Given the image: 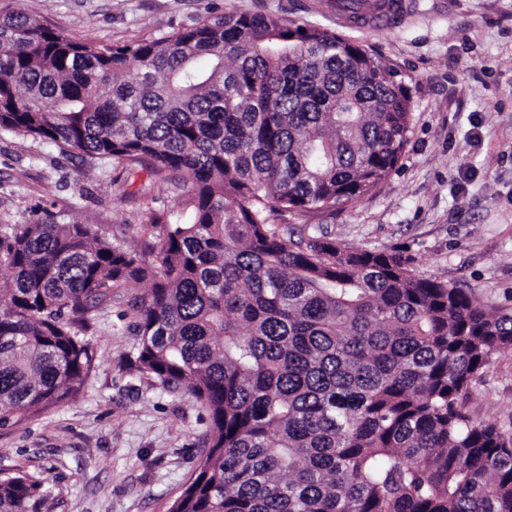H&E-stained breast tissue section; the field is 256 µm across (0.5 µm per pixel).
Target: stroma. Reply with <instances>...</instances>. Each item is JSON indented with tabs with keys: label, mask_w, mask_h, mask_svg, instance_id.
I'll return each instance as SVG.
<instances>
[{
	"label": "stroma",
	"mask_w": 512,
	"mask_h": 512,
	"mask_svg": "<svg viewBox=\"0 0 512 512\" xmlns=\"http://www.w3.org/2000/svg\"><path fill=\"white\" fill-rule=\"evenodd\" d=\"M400 20L374 28L337 0H0L82 39L121 45L227 12L274 14L349 37L411 89L400 167L371 196L293 216L305 235L347 247L402 250L419 275L448 279L477 304L512 313V0H405ZM191 184L94 167L51 142L0 133V224L40 209L95 224L142 249L143 224L175 213ZM130 283L99 309L82 392L59 408L0 426V471L27 473L49 512H170L202 456L204 407L131 369L138 342ZM473 423L512 434V349L493 354L465 403Z\"/></svg>",
	"instance_id": "stroma-1"
}]
</instances>
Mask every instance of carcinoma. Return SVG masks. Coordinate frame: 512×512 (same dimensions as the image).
I'll use <instances>...</instances> for the list:
<instances>
[{
  "mask_svg": "<svg viewBox=\"0 0 512 512\" xmlns=\"http://www.w3.org/2000/svg\"><path fill=\"white\" fill-rule=\"evenodd\" d=\"M410 118L397 71L274 15L114 46L1 9L0 132L192 190L183 216L144 227L153 261L52 213L0 224V425L75 398L94 312L143 282L131 367L209 418L170 512H512V435L465 412L474 376L512 348V314L399 250L283 227L373 194ZM43 503L29 475H0V512Z\"/></svg>",
  "mask_w": 512,
  "mask_h": 512,
  "instance_id": "cac0c4a2",
  "label": "carcinoma"
}]
</instances>
